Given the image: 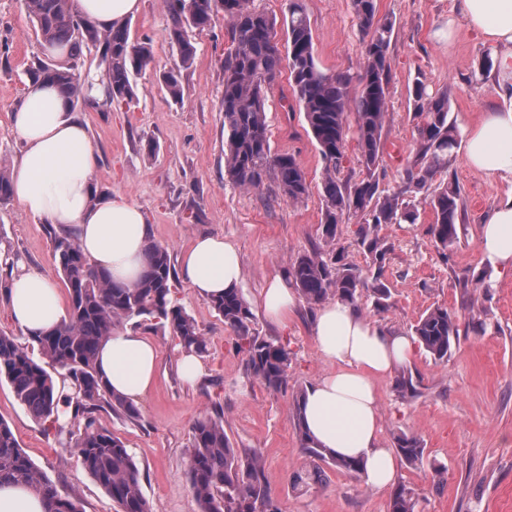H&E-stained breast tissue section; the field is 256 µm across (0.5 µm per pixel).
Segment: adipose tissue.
<instances>
[{
    "label": "adipose tissue",
    "instance_id": "ef3b65f1",
    "mask_svg": "<svg viewBox=\"0 0 512 512\" xmlns=\"http://www.w3.org/2000/svg\"><path fill=\"white\" fill-rule=\"evenodd\" d=\"M72 7L108 28L135 15L140 0H72ZM459 9L469 29L498 48V78L512 86V0H459ZM12 129L24 145L11 173L16 202L46 223L74 228L93 263L110 271L115 281L134 285L145 261V216L123 196L95 198L92 178L98 156L85 125L55 88L31 81L12 114ZM464 159L483 176L512 177V101L483 112L471 126ZM479 248L484 261L512 274V199L490 213L481 227ZM181 276L204 301L237 287L242 264L236 245L219 236L195 238L181 256ZM9 310L24 332H41L60 321L63 298L43 274L23 272L10 285ZM313 333L332 370L304 395L308 437L312 445L337 456L362 460L365 484L385 489L394 482L397 467L381 437L376 381L409 361L415 344L340 301L318 310ZM159 358L149 337L118 328L101 345L97 365L112 390L136 401L153 389Z\"/></svg>",
    "mask_w": 512,
    "mask_h": 512
}]
</instances>
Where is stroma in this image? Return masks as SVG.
Returning <instances> with one entry per match:
<instances>
[{
	"label": "stroma",
	"instance_id": "1",
	"mask_svg": "<svg viewBox=\"0 0 512 512\" xmlns=\"http://www.w3.org/2000/svg\"><path fill=\"white\" fill-rule=\"evenodd\" d=\"M317 63L328 74L357 73L363 66L361 34L351 0H304ZM380 15L392 18L389 47L391 80L385 123L380 185L396 190L403 165L414 148L417 120L409 97L415 81L431 92H447L450 117L460 135L482 112L501 101L496 73L480 72L491 51L471 31L456 0H377ZM130 37L148 43L152 63L133 79L130 105L112 109L80 103L75 115L85 124L99 161L93 186L99 196L121 195L143 211L148 238L167 247L178 262L201 235L232 240L243 276L239 289L254 315L260 335L287 341L292 352L288 389L274 392L248 373L235 339L207 302L197 299L181 276L172 295L207 338L204 373L195 384L178 372L181 348L176 340L144 321L140 332L160 349L157 384L136 401L137 414L109 410L99 425L119 436L132 453L140 485L153 512H198L189 468L193 423L202 417L224 418L234 447L259 451L270 494L281 512H389L391 490L368 488L362 477L329 466L322 482L295 484L311 470L312 460L300 442L293 411L296 390L306 389L331 370L319 354L312 332L316 309L298 300L287 323L269 321L259 295L274 277L286 276L291 262L315 250L331 253L321 237L324 163L303 112L285 115L280 74L266 104L273 151L295 154L310 185L308 196L293 202L275 180L257 189L234 184L224 167L225 134L222 96L224 64L232 48L231 27L217 21L190 31L195 59L180 69V98H173L159 76L179 68L167 38L170 16L164 0H141L128 18ZM23 0H0V165L13 168L23 144L13 133L11 115L30 80L29 70L44 58ZM451 170L464 198L462 231L456 244L441 251L431 234L433 216L419 206L415 223L386 224L380 235L391 251L383 281L391 289V307L373 315L370 300L358 307L393 332L411 333L420 316L443 306L459 316L488 317L486 332L466 331L447 361L418 350L410 367L422 384L414 397L398 396L393 378L379 380L382 438L394 448L397 436L418 437L428 466L398 465V484L410 488L417 512H512V277L490 275L472 284L486 269L478 249V231L487 213L512 195V179L487 178L472 171L455 148ZM35 270L56 287L64 282L53 257L46 224L25 213L15 200L0 203V332L19 334L8 312V290L16 274ZM0 420L11 428L35 467L81 512H117L111 496L81 466L68 448L45 434L16 399L8 382H0ZM444 466L436 478L433 464Z\"/></svg>",
	"mask_w": 512,
	"mask_h": 512
}]
</instances>
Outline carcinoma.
<instances>
[{"instance_id": "cac0c4a2", "label": "carcinoma", "mask_w": 512, "mask_h": 512, "mask_svg": "<svg viewBox=\"0 0 512 512\" xmlns=\"http://www.w3.org/2000/svg\"><path fill=\"white\" fill-rule=\"evenodd\" d=\"M171 24L168 39L176 47L180 67L192 64L195 48L188 30H203L223 18L230 23L232 50L224 69V132L227 133L225 168L238 186L258 189L275 179L291 201L309 193L304 169L296 155L274 153L266 119L268 90L288 61V86L304 113L318 143L325 176L322 182L325 242L337 246L330 260L315 250L298 256L288 275L298 293L310 305L334 296L357 303L365 293L373 311L386 313L390 288L382 281L390 247L379 235L384 224L412 223L416 211L404 201L408 193L423 194V204L433 214L432 233L444 251L459 239L458 224L463 203L461 188L450 172L458 131L449 118L447 92L431 93L423 81L414 83L410 96L417 123L416 147L403 169L401 188L388 193L380 188L378 168L384 150L387 96L391 80L389 46L393 21L378 17L377 0H352L362 34L364 63L356 74H327L314 55L313 35L303 0H288L285 49H280L275 21L249 6V0H166ZM26 10L46 48L66 52L67 60L53 58L38 63L32 78L54 86L68 107L79 100L98 106L102 92L108 104L129 103L134 96L131 76L151 64L146 43L130 40L128 25L99 30L72 8L71 0H24ZM101 53L105 80L81 71L83 49ZM355 112L360 176L340 178L347 149L348 112ZM355 221L356 242L366 257L362 268L347 261L339 245L341 225ZM54 259L69 293L66 316L55 327L32 336L0 333V378L10 384L17 400L37 421L48 424L96 482L118 505L119 512H152L143 495L136 462L120 437L96 425L94 413L104 407L129 417L135 406L115 394L97 368L99 348L111 336L116 323L141 318L154 320L178 339L182 350L201 355L206 337L195 320L172 298L171 264L167 247L149 242L146 262L133 287L112 280V274L96 267L83 253L77 237L56 234ZM236 340L250 375L272 391L288 388L291 357L288 345L268 340L253 327V313L237 288L208 301ZM418 344L436 361H445L459 342V317L436 306L412 328ZM37 346L42 360L29 347ZM71 387L69 394L55 392V378ZM420 378L401 370L394 389L401 396L418 395ZM302 395L295 398L297 427L312 458L313 468L296 476L305 484L322 480L324 462L358 475L361 463L339 459L326 448H314L302 419ZM84 420L75 433L70 423ZM395 447L400 457L415 468L427 457L419 438L401 435ZM190 480L199 512H280L264 482L263 458L257 452L242 454L233 448L224 430V418H202L192 426ZM22 482L49 505V512H80L77 503L58 494L55 484L42 475L20 447L10 427L0 419V484ZM390 512H416L411 492L400 486L392 494Z\"/></svg>"}]
</instances>
